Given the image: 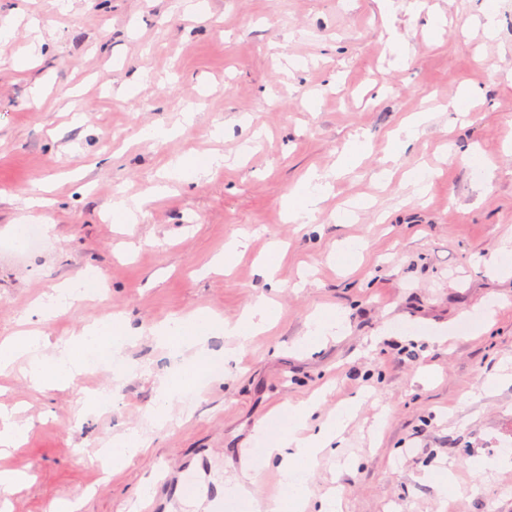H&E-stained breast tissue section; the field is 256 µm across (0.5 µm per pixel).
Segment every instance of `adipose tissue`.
Instances as JSON below:
<instances>
[{"mask_svg": "<svg viewBox=\"0 0 512 512\" xmlns=\"http://www.w3.org/2000/svg\"><path fill=\"white\" fill-rule=\"evenodd\" d=\"M329 189L327 176L312 175L289 201V222L312 223ZM88 282V277L82 276L40 298L35 312L41 321L60 318L75 302L88 298ZM276 313V302L264 296L232 322L223 323L207 314L196 313L155 328L157 342L170 348L174 355L187 356L188 361L183 371L162 382L159 406L151 413L152 422L159 427L165 426L169 421L168 405L195 392L199 386L221 378L215 359L203 348L205 339L216 326H223L225 335L244 338L273 322ZM134 337L135 333L126 321L116 318L85 326L78 335L66 340L58 353L49 355L45 352L47 337L40 331L26 330L0 342V373L13 369L23 360L27 363L24 376L30 386L43 391L62 389L70 386L76 374L84 369L86 352L100 351L101 360L106 363L121 354L123 347ZM315 408L316 402L312 399L288 405L287 428L268 441L266 456L277 465L281 482L288 492L286 506L290 512H306L309 466L336 440L354 412L353 406H344L336 417L317 426L312 421Z\"/></svg>", "mask_w": 512, "mask_h": 512, "instance_id": "adipose-tissue-1", "label": "adipose tissue"}]
</instances>
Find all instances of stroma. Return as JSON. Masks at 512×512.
<instances>
[{
	"label": "stroma",
	"mask_w": 512,
	"mask_h": 512,
	"mask_svg": "<svg viewBox=\"0 0 512 512\" xmlns=\"http://www.w3.org/2000/svg\"><path fill=\"white\" fill-rule=\"evenodd\" d=\"M201 2L193 14L184 0H0L12 33L0 44V339L35 297L92 272L103 292L46 325L50 342L113 314L142 331L123 348L134 371L111 408L80 422L78 399L113 386L105 367L64 391L0 376V411L24 404L30 422L0 457L34 477L11 512H50L64 494L81 496L80 512H136L147 493L174 512L194 500L185 468L221 492L247 449L287 427L286 406L315 393L316 419L359 409L313 465L311 504L337 490L342 512H512V467L464 465L512 442V385H485L512 362V277L486 265L512 236V0ZM466 91L462 116L453 104ZM423 111L432 122L391 159L393 132ZM156 125L178 133L147 137ZM358 133L369 149L334 178L313 226L289 223V194L332 172ZM210 153L224 166L168 178L172 160ZM417 168L429 175L419 197ZM159 184L167 192L152 196ZM42 193L47 204L28 207ZM122 197L140 199L137 223L109 219ZM22 218L55 227L27 254L12 237ZM243 233L231 270L207 273ZM275 241V323L228 363L231 379L154 427L158 387L183 361L152 328L194 311L236 320L266 290L260 263ZM344 241L357 251L334 259ZM326 310L344 312V330L302 344ZM423 367L435 373L425 384ZM129 428L147 448L112 474L76 452ZM348 458L358 465L342 470ZM451 463L458 488L445 493L434 478Z\"/></svg>",
	"instance_id": "1"
}]
</instances>
